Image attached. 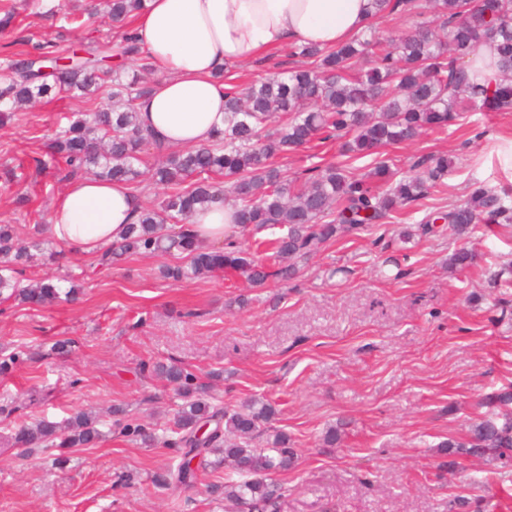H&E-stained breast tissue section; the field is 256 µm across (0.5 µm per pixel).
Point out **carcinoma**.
Here are the masks:
<instances>
[{
  "instance_id": "obj_1",
  "label": "carcinoma",
  "mask_w": 512,
  "mask_h": 512,
  "mask_svg": "<svg viewBox=\"0 0 512 512\" xmlns=\"http://www.w3.org/2000/svg\"><path fill=\"white\" fill-rule=\"evenodd\" d=\"M374 18L390 15L418 16L423 0H373ZM435 24L419 22L394 41L369 26L354 39L336 48L299 46L295 54L315 59L314 69H291L251 86L228 82L225 93L226 127L213 143L182 153L164 149L143 130L135 110L143 91L138 79L127 83L104 71L103 53L87 51L60 68L51 85L33 73L31 59L10 64L11 74L0 83V127L14 111L56 87L81 96L95 94L112 82L110 104L68 120L49 145L48 160L61 159L72 175H95L123 182H138L136 166L143 147L162 154L153 177L171 186L172 193L155 206H142L125 235L101 251L97 264L136 253H172L187 259L165 266L162 277L174 281L212 276L220 272L239 275L254 287L280 282L295 273L289 260L306 258L338 235L362 230L388 218L397 208L422 200L443 183L453 161L431 155L419 162L420 173L397 177L391 160L374 163L357 176L348 159L372 156L389 146L412 140L424 130H444L466 112L512 109V0H430ZM143 0H110L107 18L120 23L140 10ZM498 52L499 77L495 84L477 83L467 59L484 44ZM371 57L373 66L353 72L359 58ZM349 135L344 159L312 168L303 182L287 181L270 160L297 151L320 138ZM224 176V183L214 175ZM238 201V234L284 226L287 233L271 241L272 254L263 260L241 247L237 234L224 237V247L197 243L189 233L190 220L199 208L219 197ZM448 225L459 237L483 222L512 224V196L483 181H474L468 198L446 210L429 213L418 226L423 234L435 232L434 224ZM55 257L56 251L34 241L20 245L12 227L0 225V303L47 307L73 303L83 294L72 278L64 288L60 279L23 278L35 255ZM476 264V255L464 247L448 257V266L463 272ZM154 370L186 399L174 415L170 435L163 444L175 453L176 464L154 476L153 484L193 487L200 471L188 467L186 457L201 456V467L224 466V483L210 485V492L224 496V506L235 512H278L288 488L273 475L295 462L288 434L272 427L276 409L251 398L237 409L211 404L204 385L185 366L158 363ZM485 405L499 412L475 422L468 431L448 439L443 448L483 458L489 456L508 466L512 462V383L486 397ZM215 426L204 442L196 440L198 427ZM98 420L78 412L59 423L41 420L20 425L11 445L23 454L41 445L60 449L94 445L104 438ZM123 433L145 444L158 442L156 433L136 419Z\"/></svg>"
}]
</instances>
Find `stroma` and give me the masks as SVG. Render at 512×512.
Segmentation results:
<instances>
[{"mask_svg": "<svg viewBox=\"0 0 512 512\" xmlns=\"http://www.w3.org/2000/svg\"><path fill=\"white\" fill-rule=\"evenodd\" d=\"M91 4L101 9L105 0H0V14H15L0 34V78L9 60L43 45L66 55L119 42L120 29L88 16ZM304 64L285 48L226 74L259 81ZM108 94L54 90L0 127V224L13 225L21 241L34 240L66 186L37 160L71 115L95 110ZM509 130L512 110L468 112L449 130L386 149L402 173L426 154H448L454 169L442 189L385 224L340 236L301 261L284 287L251 288L227 274L173 282L159 270L180 256L134 254L102 268L68 246L57 261L28 267L29 280L67 270L86 278L76 304H0V350L37 354L0 375V512H224L223 498L207 490L223 470L201 473L190 489L153 486L171 452L112 429L128 418L171 426L174 389L141 365L173 360L208 385L211 403L275 402L273 425L297 450L294 467L278 475L289 488L280 512H323L330 502L341 512H448L457 495L468 498L469 512H512V467L441 447L485 415L486 396L512 383V274L501 271L512 261V226L480 229L478 262L462 273L448 270L461 244L453 232H417L426 213L461 203L473 181L512 184L491 154ZM340 151V140L317 141L276 164L300 181ZM390 257L403 271L395 280L379 274ZM64 339L70 353H51ZM79 411L97 413L105 436L72 449L65 464H56V448L21 455L6 446L18 423L60 422ZM340 422L339 447H323L327 428ZM477 470L488 485L472 484Z\"/></svg>", "mask_w": 512, "mask_h": 512, "instance_id": "35a3bbf8", "label": "stroma"}]
</instances>
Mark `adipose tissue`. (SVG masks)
I'll list each match as a JSON object with an SVG mask.
<instances>
[{
    "instance_id": "adipose-tissue-1",
    "label": "adipose tissue",
    "mask_w": 512,
    "mask_h": 512,
    "mask_svg": "<svg viewBox=\"0 0 512 512\" xmlns=\"http://www.w3.org/2000/svg\"><path fill=\"white\" fill-rule=\"evenodd\" d=\"M373 13L372 0H144L134 37L164 77L137 100L138 121L171 149L210 144L225 127L219 75L227 67L287 46L342 45ZM140 204L123 183L76 177L54 204L48 232L92 253L123 237ZM236 214L216 201L196 211L192 232L201 244H222Z\"/></svg>"
}]
</instances>
